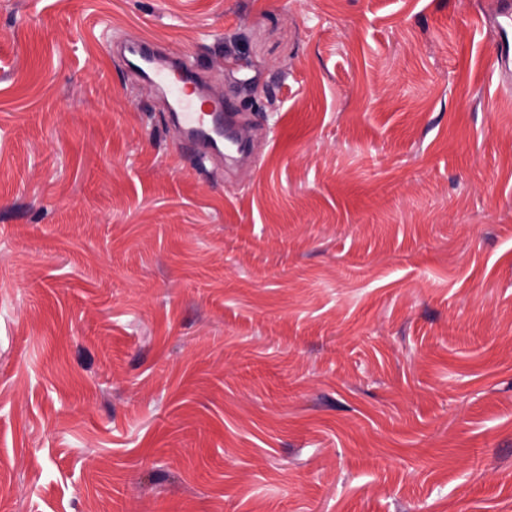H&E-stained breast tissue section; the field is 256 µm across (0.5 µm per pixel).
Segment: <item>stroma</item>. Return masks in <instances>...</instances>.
<instances>
[{
  "mask_svg": "<svg viewBox=\"0 0 512 512\" xmlns=\"http://www.w3.org/2000/svg\"><path fill=\"white\" fill-rule=\"evenodd\" d=\"M494 8L0 0V512H512ZM123 55L131 68L165 89L174 103L172 117L182 126L186 139L205 154L227 157L224 132L234 123V114L225 112L223 98L204 100L196 93L199 84L196 72L177 59L158 64L156 54L142 41L128 44ZM193 95L200 106L193 103Z\"/></svg>",
  "mask_w": 512,
  "mask_h": 512,
  "instance_id": "obj_1",
  "label": "stroma"
}]
</instances>
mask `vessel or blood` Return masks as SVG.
Masks as SVG:
<instances>
[{
    "mask_svg": "<svg viewBox=\"0 0 512 512\" xmlns=\"http://www.w3.org/2000/svg\"><path fill=\"white\" fill-rule=\"evenodd\" d=\"M493 24L499 34L495 53L498 72L512 79V0H500ZM123 55L127 64L144 78L163 87L174 103L173 119L182 126L186 139L204 153L221 158L226 153L224 133L234 122L233 113L224 109V101L215 98L194 104L192 96L199 76L180 60L157 63L155 54L144 42L128 44Z\"/></svg>",
    "mask_w": 512,
    "mask_h": 512,
    "instance_id": "vessel-or-blood-1",
    "label": "vessel or blood"
}]
</instances>
